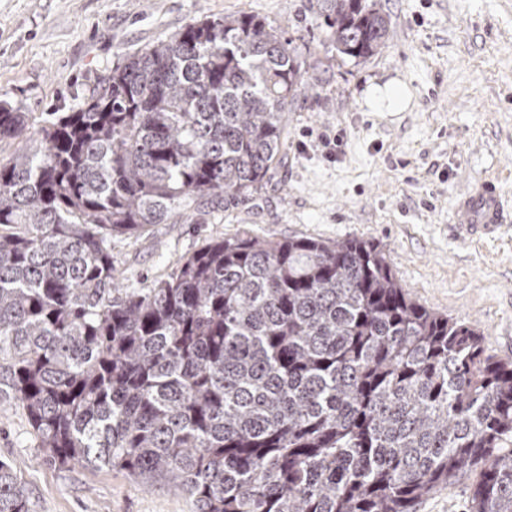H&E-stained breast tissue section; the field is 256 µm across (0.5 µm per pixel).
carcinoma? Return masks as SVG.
<instances>
[{"instance_id": "1", "label": "carcinoma", "mask_w": 512, "mask_h": 512, "mask_svg": "<svg viewBox=\"0 0 512 512\" xmlns=\"http://www.w3.org/2000/svg\"><path fill=\"white\" fill-rule=\"evenodd\" d=\"M318 17L344 56L386 45L376 0ZM301 67L243 12L128 55L33 136L0 100V401L48 462L164 478L196 512H416L473 471L469 512H512V361L414 301L377 245L243 233L116 281L112 239L266 184ZM0 512H28L4 460Z\"/></svg>"}]
</instances>
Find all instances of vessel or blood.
Instances as JSON below:
<instances>
[{
	"instance_id": "obj_1",
	"label": "vessel or blood",
	"mask_w": 512,
	"mask_h": 512,
	"mask_svg": "<svg viewBox=\"0 0 512 512\" xmlns=\"http://www.w3.org/2000/svg\"><path fill=\"white\" fill-rule=\"evenodd\" d=\"M453 220L456 228L468 237L493 238L504 224L512 221V207L507 205L496 181L488 179L478 193L456 200Z\"/></svg>"
}]
</instances>
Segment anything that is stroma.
Here are the masks:
<instances>
[{
  "label": "stroma",
  "instance_id": "obj_1",
  "mask_svg": "<svg viewBox=\"0 0 512 512\" xmlns=\"http://www.w3.org/2000/svg\"><path fill=\"white\" fill-rule=\"evenodd\" d=\"M319 0H0V99L25 112H66L125 54L206 16L254 13L298 49L303 88L287 149L249 204L202 208L112 242L125 287L171 271L214 237L358 238L379 246L422 306L480 332L512 361V222L494 239L461 236L456 197L495 177L512 204V0H377L388 40L355 60L318 25ZM396 81L403 111L368 105ZM0 459L28 512H194L182 490L126 472L58 466L37 448L25 413L0 402ZM476 474L441 485L417 512H469Z\"/></svg>",
  "mask_w": 512,
  "mask_h": 512
}]
</instances>
